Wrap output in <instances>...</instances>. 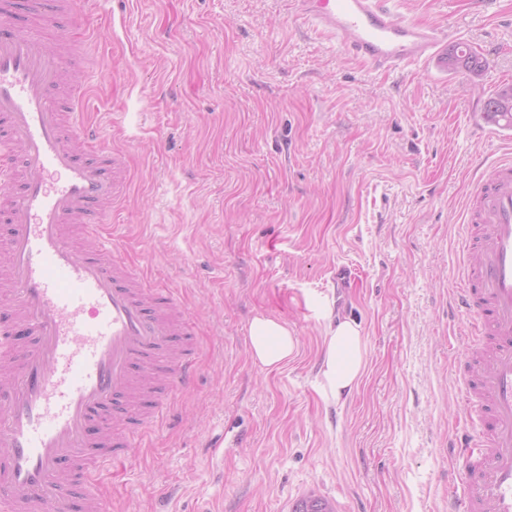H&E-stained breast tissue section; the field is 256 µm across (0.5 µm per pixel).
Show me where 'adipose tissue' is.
Listing matches in <instances>:
<instances>
[{"instance_id": "adipose-tissue-1", "label": "adipose tissue", "mask_w": 512, "mask_h": 512, "mask_svg": "<svg viewBox=\"0 0 512 512\" xmlns=\"http://www.w3.org/2000/svg\"><path fill=\"white\" fill-rule=\"evenodd\" d=\"M249 344L256 363L277 370L295 356L298 338L286 320L260 313L250 323ZM322 347L320 394L325 403L335 405L359 386L364 375L367 358L363 329L348 317L328 319Z\"/></svg>"}]
</instances>
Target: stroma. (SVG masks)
<instances>
[{
	"label": "stroma",
	"mask_w": 512,
	"mask_h": 512,
	"mask_svg": "<svg viewBox=\"0 0 512 512\" xmlns=\"http://www.w3.org/2000/svg\"><path fill=\"white\" fill-rule=\"evenodd\" d=\"M448 28L480 76L386 73L313 32L288 0H98L106 22L71 77L128 158L110 230L198 322L197 371L163 422L98 479L124 512H448L466 410L449 322L485 104L512 84V0H392ZM364 329L368 366L320 396L325 309ZM260 313L297 356H250ZM249 344L256 363L277 370L293 359L299 343L286 320L260 313L250 323Z\"/></svg>",
	"instance_id": "1"
}]
</instances>
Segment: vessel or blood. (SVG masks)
I'll return each instance as SVG.
<instances>
[{"label": "vessel or blood", "instance_id": "b4317fda", "mask_svg": "<svg viewBox=\"0 0 512 512\" xmlns=\"http://www.w3.org/2000/svg\"><path fill=\"white\" fill-rule=\"evenodd\" d=\"M389 0H290L353 57L392 72L435 59L448 30L407 20ZM95 0H0V512H107L101 461L128 459L195 374L197 325L171 289L148 281L101 221L128 169L65 89L94 33ZM451 318L457 384L473 435L448 512H512V157L483 170L465 217Z\"/></svg>", "mask_w": 512, "mask_h": 512}]
</instances>
